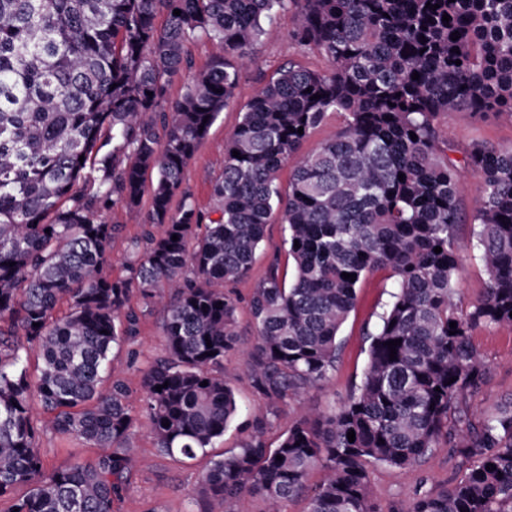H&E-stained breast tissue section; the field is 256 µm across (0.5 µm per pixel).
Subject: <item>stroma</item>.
I'll return each instance as SVG.
<instances>
[{"label": "stroma", "instance_id": "1", "mask_svg": "<svg viewBox=\"0 0 512 512\" xmlns=\"http://www.w3.org/2000/svg\"><path fill=\"white\" fill-rule=\"evenodd\" d=\"M291 27L292 15L288 12L277 15L269 24L268 33L253 51L251 61L238 68V85L232 102L211 126L186 167L183 187L190 193L196 207L210 218L218 216L211 196V183L222 171L225 146L244 106L288 62L296 61L315 70L326 66L324 59L317 54L295 49L289 37ZM436 128L440 139L448 141L455 149V158L461 160L476 141L499 148L512 147V121L505 118L490 116L479 119L465 112H446L437 117ZM103 218L106 223L121 227L119 237L108 252L107 270L113 278H127L132 247L140 239L143 225L118 206L107 210ZM284 238L283 224L276 220L267 224L249 275L230 286L240 301L237 311L240 345L238 350L225 355L224 375L235 387L240 413L207 456L191 462L159 452L145 422H138L131 446L140 463L122 498L116 501L115 512H197L194 496L202 472L211 458L239 449L255 417L267 416L266 440L274 445L297 418L310 412L328 413L339 409L360 385L368 362L370 334L395 283L387 270L374 271L361 281L355 306L337 337L336 370L328 384L310 390L301 403L290 405L275 416L268 415L265 401L251 387L244 366V352L254 334L247 301L264 279L271 263H278L283 276L292 277L293 261ZM471 239V224H460L457 246L461 268L457 286L465 303L482 294L487 280L482 263L473 255ZM129 305L140 316L139 334L114 349L112 366L115 376L124 379L136 391L141 387L143 368L165 357L166 345L160 310L144 309L135 293L131 294ZM474 342L488 365V382L484 390L467 402L471 419L478 421L512 406V326L479 330L474 335ZM38 448L50 470L78 459L86 461L93 456L92 449L87 448L82 440L52 431L41 434ZM366 470L370 494L383 512H401L414 495L442 489L451 480L461 477L465 467L454 451L437 448L411 467L396 469L370 462Z\"/></svg>", "mask_w": 512, "mask_h": 512}]
</instances>
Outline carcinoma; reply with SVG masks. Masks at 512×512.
<instances>
[{
    "mask_svg": "<svg viewBox=\"0 0 512 512\" xmlns=\"http://www.w3.org/2000/svg\"><path fill=\"white\" fill-rule=\"evenodd\" d=\"M285 10L295 46L327 67L290 62L245 105L210 221L182 190L185 168L234 98L232 60L247 61ZM200 36L224 54L193 74ZM442 112L512 119V0H0V498L27 487L8 512H114L137 466L133 391L112 377L113 349L138 333L134 290L145 308L162 305L167 356L143 371L139 398L155 448L190 461L224 436L238 414L224 355L239 343L226 286L247 277L275 215L295 275L286 283L274 262L253 291L245 360L269 414L330 378L367 274L390 270L394 291L357 391L300 417L274 447L256 419L238 451L202 472L198 512H250L255 500L282 512L302 496L304 512H383L366 463L410 467L441 447L465 474L403 512H512V409L478 423L466 411L488 373L473 333L512 325V147L471 144L464 162L483 184L468 216L435 127ZM333 114L336 136L302 151ZM147 188L159 232L134 245L130 277L114 279L107 253L121 227L103 213L139 217ZM467 219L487 281L463 307L456 228ZM396 339L392 360L385 342ZM35 401L53 415L44 425ZM48 429L93 458L46 471L37 439Z\"/></svg>",
    "mask_w": 512,
    "mask_h": 512,
    "instance_id": "obj_1",
    "label": "carcinoma"
}]
</instances>
